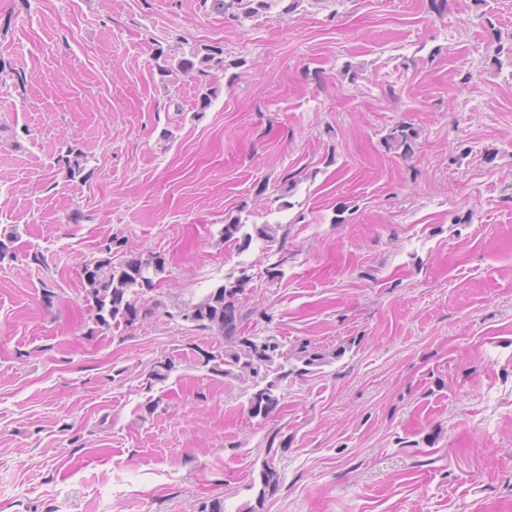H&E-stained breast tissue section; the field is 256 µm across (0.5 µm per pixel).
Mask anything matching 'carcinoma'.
Here are the masks:
<instances>
[{
  "instance_id": "obj_1",
  "label": "carcinoma",
  "mask_w": 512,
  "mask_h": 512,
  "mask_svg": "<svg viewBox=\"0 0 512 512\" xmlns=\"http://www.w3.org/2000/svg\"><path fill=\"white\" fill-rule=\"evenodd\" d=\"M277 0H213L214 7L224 17L240 23L271 9ZM224 69V50L219 46L206 45L194 48L189 55L179 57L176 63L161 68V73L174 83L181 76H190L198 86L197 106L203 112L216 96L213 72ZM418 132L411 126L399 123L388 134L389 146L400 149L403 155L413 152ZM224 239L238 242L247 249L254 239L265 243L266 252L286 250V232L281 224H263L250 233L246 225L235 220L224 225ZM114 239L99 245L103 256L84 259L80 263V275L86 282V302L93 313L94 323L104 329L128 330L136 326L131 319L133 312L145 320L155 313L162 302L150 296L161 284L165 272L164 262L152 253L115 263L112 261ZM252 280L243 268L234 280L213 289L198 302L178 309V315L193 324L195 329L207 331L224 338V357L206 356L205 363H213L211 371L226 377L251 382L254 392L248 399L252 417L266 420L278 409L280 383L293 373L303 374L326 363L327 355L303 344L286 350L282 340L273 335L258 336L246 333V326L253 311L245 308L241 297ZM303 363L295 370L288 367L290 359ZM173 369L171 361H158L148 373L147 387L160 381Z\"/></svg>"
}]
</instances>
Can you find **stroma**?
I'll return each instance as SVG.
<instances>
[{
  "label": "stroma",
  "mask_w": 512,
  "mask_h": 512,
  "mask_svg": "<svg viewBox=\"0 0 512 512\" xmlns=\"http://www.w3.org/2000/svg\"><path fill=\"white\" fill-rule=\"evenodd\" d=\"M500 34L512 0H303L240 24L212 0H0V512H512ZM204 44L224 69L198 112L159 67ZM401 122L408 158L384 144ZM237 218L287 226L281 276L225 241ZM113 236L114 261L166 266L163 310L120 337L79 270ZM244 266L250 332L332 355L266 420L204 366L223 338L175 315Z\"/></svg>",
  "instance_id": "stroma-1"
}]
</instances>
